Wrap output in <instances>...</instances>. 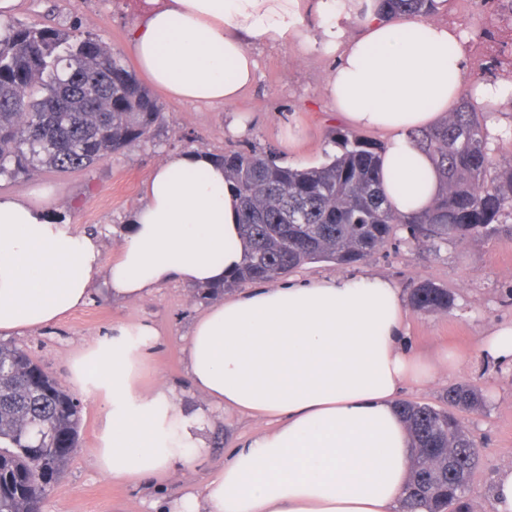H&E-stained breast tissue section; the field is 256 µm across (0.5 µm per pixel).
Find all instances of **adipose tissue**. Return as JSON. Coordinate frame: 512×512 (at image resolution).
<instances>
[{
    "mask_svg": "<svg viewBox=\"0 0 512 512\" xmlns=\"http://www.w3.org/2000/svg\"><path fill=\"white\" fill-rule=\"evenodd\" d=\"M134 13L129 53L155 87L186 102L237 101L256 80V45L334 59L323 95L351 129L386 134L393 208L421 211L437 195L436 168L411 134L458 104L467 72L459 28L385 19L378 0H135ZM238 223L222 163L201 150L171 153L151 171L109 260L94 235L0 193V335L60 322L99 277L124 300L170 281L223 282L243 259ZM406 316L402 289L372 273L255 288L202 312L187 338L192 387L266 428L237 442L172 512H402L413 451L400 395L460 362L409 349ZM158 336L146 321L113 323L72 367L74 384L105 406L95 463L118 480L172 478L204 445L203 414L142 383Z\"/></svg>",
    "mask_w": 512,
    "mask_h": 512,
    "instance_id": "ef3b65f1",
    "label": "adipose tissue"
}]
</instances>
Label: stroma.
<instances>
[{
    "instance_id": "stroma-1",
    "label": "stroma",
    "mask_w": 512,
    "mask_h": 512,
    "mask_svg": "<svg viewBox=\"0 0 512 512\" xmlns=\"http://www.w3.org/2000/svg\"><path fill=\"white\" fill-rule=\"evenodd\" d=\"M23 20L45 21L68 28L80 25L112 51L126 53L127 31L134 19L130 0H19L13 12ZM439 22L464 29L468 61L467 82L496 80L497 71L485 68L496 45L479 40L481 28L497 31L498 43L512 42V24L500 20L491 5L448 0ZM256 80L236 108L209 107L161 97L164 121L156 137L125 152L107 157L84 172L61 175L32 173L12 182L0 181V192L46 204L75 228L98 229L105 258L116 256L123 244L124 219L141 201L142 186L167 153L206 149L220 154L241 144L273 150L283 164L315 166L335 153L332 138L341 124L322 99L331 60L317 53H298L292 46L257 47ZM243 112L247 128L234 135L227 123L233 111ZM363 269L394 281L403 292L425 278L444 285L455 295V305L443 312L408 313L413 346L434 355L442 346L463 355L455 372L439 370L424 386L406 388L402 399L446 407L450 384L467 382L482 393L486 409L459 412L458 417L482 448L481 464L470 491L472 512H490L492 476L512 465V366L477 358V342L494 327L512 321V241L469 240L449 245L440 253L397 242L382 249ZM206 305L195 288L172 281L137 301L110 298L103 284H95L86 305L46 330L13 336L62 383L70 382V363L91 339L105 333L112 322L147 320L160 336L147 363L143 382L171 389L188 410L203 413L210 428L206 446L186 473L157 482L115 481L95 465L94 448L104 407L82 397L81 446L63 478L48 493L45 512H162L163 508L198 491L221 469L229 450L243 437L264 430V423L208 405L193 389L185 363V338Z\"/></svg>"
}]
</instances>
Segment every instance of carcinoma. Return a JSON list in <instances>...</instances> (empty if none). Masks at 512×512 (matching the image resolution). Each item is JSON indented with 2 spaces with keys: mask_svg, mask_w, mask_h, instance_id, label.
I'll return each mask as SVG.
<instances>
[{
  "mask_svg": "<svg viewBox=\"0 0 512 512\" xmlns=\"http://www.w3.org/2000/svg\"><path fill=\"white\" fill-rule=\"evenodd\" d=\"M390 18L427 20L435 0H380ZM158 98L122 57L78 27L0 19V179L47 170L82 172L106 156L154 138ZM487 105L462 97L451 117L412 133L436 165L440 190L428 208L392 211L381 181V142L338 130L336 153L310 167L282 165L271 151H224V178L238 201L244 259L206 300L244 283L266 282L306 264L362 263L397 233L438 253L464 240L512 239V158L489 148ZM448 288L424 279L409 305H454ZM448 408L399 402L414 447L405 512H471L476 440L456 411L479 412L470 384H451ZM80 401L30 353L0 340V512H44L50 486L79 447Z\"/></svg>",
  "mask_w": 512,
  "mask_h": 512,
  "instance_id": "carcinoma-1",
  "label": "carcinoma"
}]
</instances>
